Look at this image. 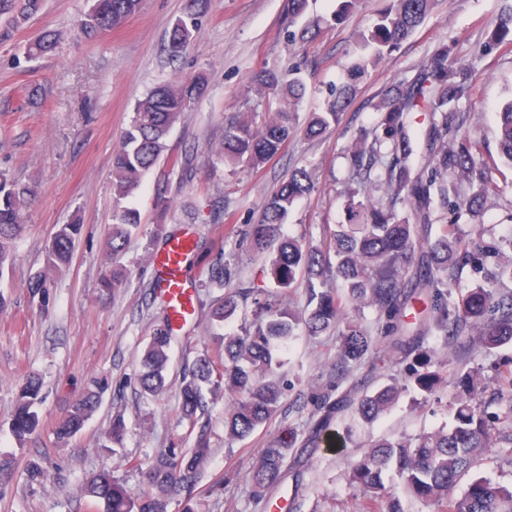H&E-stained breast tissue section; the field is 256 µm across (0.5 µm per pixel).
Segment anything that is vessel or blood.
<instances>
[{
	"label": "vessel or blood",
	"mask_w": 512,
	"mask_h": 512,
	"mask_svg": "<svg viewBox=\"0 0 512 512\" xmlns=\"http://www.w3.org/2000/svg\"><path fill=\"white\" fill-rule=\"evenodd\" d=\"M191 245L190 236L172 237L153 260L156 284L166 299L167 317L173 325L185 323L193 316L190 300L194 286L183 271L184 256Z\"/></svg>",
	"instance_id": "1"
}]
</instances>
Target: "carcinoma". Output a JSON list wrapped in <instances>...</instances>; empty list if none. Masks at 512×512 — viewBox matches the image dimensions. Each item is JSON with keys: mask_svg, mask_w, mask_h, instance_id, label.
<instances>
[{"mask_svg": "<svg viewBox=\"0 0 512 512\" xmlns=\"http://www.w3.org/2000/svg\"><path fill=\"white\" fill-rule=\"evenodd\" d=\"M209 0H187L183 16L171 26L168 41L186 47L198 30V20ZM41 0H0V17L8 25L40 9ZM139 0H94L91 11L80 23L82 33L94 38L133 15ZM432 9V0H386L376 13V23L355 39V51L347 63L349 80L331 91L321 111L312 113L303 127L294 122V112L305 95L301 80L274 70L255 76L257 90L271 91L288 101L257 128L256 115L246 112L224 131V143L216 152L222 162L242 160L258 167L276 156L297 132L318 138L338 122L357 96L360 80L420 26ZM512 44V5L502 9L494 27L477 49L487 56ZM55 37L46 32L30 42L26 53L40 57L52 52ZM207 79L198 74L156 86L135 107V116L125 130L112 158V193L116 200L130 196L142 177L154 170L161 158L179 168L182 180L196 173L191 154L168 152V134L183 112L205 92ZM474 68L459 61L454 42L439 45L415 74L381 93L375 105L371 128L364 129L345 150L348 199L347 221L335 225L326 241L314 244L285 236L281 226L289 209L314 189L312 172L295 168L280 189L264 204L259 220L252 225V250L269 260L271 279L279 293L256 300L251 321L222 336L214 351L199 355L183 372L178 388L180 414L190 425L192 447L180 455L160 454L146 464L145 487L136 493L102 470L87 481L84 494L91 512H165L172 496L189 502L199 489L204 464L209 458L211 430L204 392L223 394L224 434L242 440L276 416L285 385L280 373V354L289 340L302 331L321 336L338 330L335 352L336 374L346 375L368 354L384 344L391 357L416 353L410 378L423 392L430 393L441 380L432 369L436 348L425 346L438 333L444 339L475 336L487 350L512 343V233L498 240L485 238L477 225L468 234L455 231L462 217H479L483 201L500 172L498 162L512 169V99L498 113L497 156H484L479 141L464 128L459 102L471 97ZM429 113L426 127L413 124L412 113ZM385 186V198L372 200V184ZM471 192L462 195L458 184ZM28 190L8 174L0 173V276L12 265V240L23 224L22 207ZM140 224L130 208L113 211L112 228L106 241L112 258L125 249ZM79 224H62L48 248V266L58 268L70 258ZM469 270L481 282L466 292L457 286L459 273ZM205 288H224L232 273L219 262L205 271ZM305 278L308 300L302 310L291 305L288 289L298 277ZM125 274L115 267L105 271L101 287L110 291L123 284ZM329 279L341 283L339 295L316 284ZM242 293L232 291L212 301L208 317L222 325L239 312ZM375 310V333L357 318L361 308ZM172 330L169 322L154 329L141 358V393L155 396L166 387V371ZM508 383V412L491 414L474 402V379L456 377L459 389L454 423L415 439H379L352 466V480L384 502L379 512H402L400 502L386 495L384 472L392 469L404 494L425 500L437 512H512V487L475 478L460 494L455 487L489 450L495 447L498 426L512 428V376ZM356 392L351 388L331 398L315 397L317 418L313 420L302 447L297 436L267 444L256 456L248 479L259 496L278 486L288 460L300 461L320 447L332 421L348 412L372 423L394 403L403 388L388 382L377 389ZM41 385L32 376L23 388L11 428L22 439L36 424L33 406ZM104 387L95 383L76 399L58 427L65 442L76 435L96 411Z\"/></svg>", "mask_w": 512, "mask_h": 512, "instance_id": "obj_1", "label": "carcinoma"}]
</instances>
